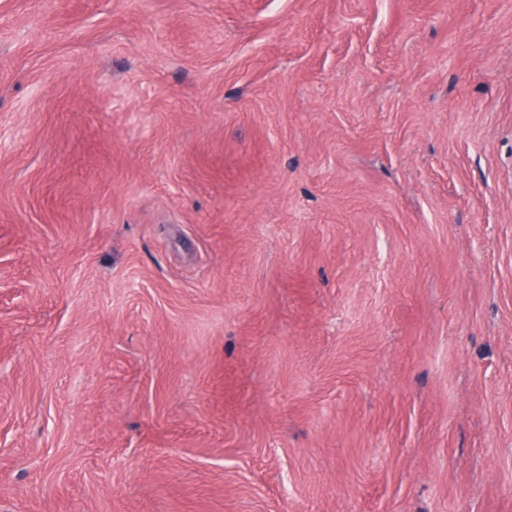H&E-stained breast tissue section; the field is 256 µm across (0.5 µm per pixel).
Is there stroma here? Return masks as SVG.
<instances>
[{"label":"stroma","mask_w":512,"mask_h":512,"mask_svg":"<svg viewBox=\"0 0 512 512\" xmlns=\"http://www.w3.org/2000/svg\"><path fill=\"white\" fill-rule=\"evenodd\" d=\"M0 512H512V0H0Z\"/></svg>","instance_id":"35a3bbf8"}]
</instances>
